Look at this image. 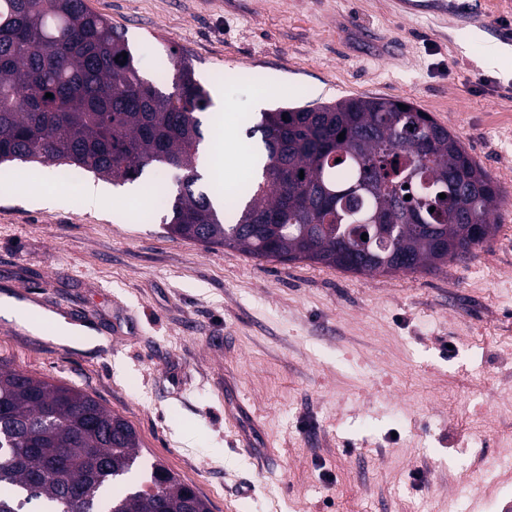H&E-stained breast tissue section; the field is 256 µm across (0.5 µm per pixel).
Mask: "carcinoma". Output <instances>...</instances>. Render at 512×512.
<instances>
[{
  "mask_svg": "<svg viewBox=\"0 0 512 512\" xmlns=\"http://www.w3.org/2000/svg\"><path fill=\"white\" fill-rule=\"evenodd\" d=\"M172 65L145 78L125 31L85 0H0V164L151 192L152 173L171 171L176 194L157 195L171 236L356 274L438 269L495 236L501 188L429 113L380 97L259 113L246 134L262 174L224 213L196 188L210 98L188 59ZM377 208L396 225L387 242L361 224ZM141 445L84 391L0 361V512H210L160 463L132 483Z\"/></svg>",
  "mask_w": 512,
  "mask_h": 512,
  "instance_id": "cac0c4a2",
  "label": "carcinoma"
}]
</instances>
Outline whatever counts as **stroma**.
Returning a JSON list of instances; mask_svg holds the SVG:
<instances>
[{"label":"stroma","mask_w":512,"mask_h":512,"mask_svg":"<svg viewBox=\"0 0 512 512\" xmlns=\"http://www.w3.org/2000/svg\"><path fill=\"white\" fill-rule=\"evenodd\" d=\"M147 78L189 58L245 128L278 105L404 99L504 192L496 235L440 270L360 275L170 237L160 219L0 167V296L70 307L110 347L0 317V359L125 417L211 512H512V0H86Z\"/></svg>","instance_id":"1"}]
</instances>
